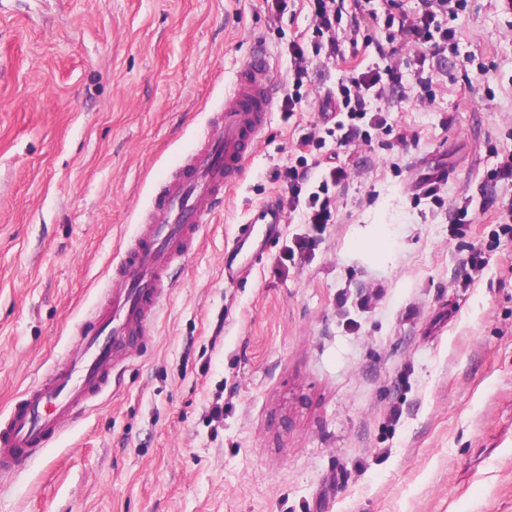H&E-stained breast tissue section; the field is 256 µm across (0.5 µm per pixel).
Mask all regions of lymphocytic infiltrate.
Masks as SVG:
<instances>
[{
  "label": "lymphocytic infiltrate",
  "instance_id": "1",
  "mask_svg": "<svg viewBox=\"0 0 512 512\" xmlns=\"http://www.w3.org/2000/svg\"><path fill=\"white\" fill-rule=\"evenodd\" d=\"M306 2L315 39L309 43L298 39L289 47L292 72L288 79L294 91L283 100V111H295L301 104V89L311 69L322 70L332 62L356 58L371 45V37L361 28L362 19L374 21L384 31L388 44L384 67L355 68L338 81L332 116L313 123L298 141L307 161L284 172L289 194L277 199L278 209L302 211L305 223L323 225L336 221V199L330 195V187L344 184L350 174L341 166L323 167L317 150L324 148L330 137L345 146L358 140L370 141L374 132L386 131V111L395 99L406 95L403 71L407 62L400 57V48H408L413 56V78L419 87L417 106L431 105L435 100L431 72L441 68L449 48L455 47V23L467 10L468 0Z\"/></svg>",
  "mask_w": 512,
  "mask_h": 512
}]
</instances>
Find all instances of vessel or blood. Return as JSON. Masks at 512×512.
I'll list each match as a JSON object with an SVG mask.
<instances>
[{
	"label": "vessel or blood",
	"instance_id": "vessel-or-blood-1",
	"mask_svg": "<svg viewBox=\"0 0 512 512\" xmlns=\"http://www.w3.org/2000/svg\"><path fill=\"white\" fill-rule=\"evenodd\" d=\"M274 89L267 53L257 48L225 92L212 132L154 197L146 224L113 267L103 302L80 325L76 349L0 417L1 475L64 433L78 411L109 391L115 365L137 352L147 321L160 307L169 270L191 251L203 216L222 203L260 141ZM283 221L277 208L264 206L242 226L237 242H248L258 224L274 234Z\"/></svg>",
	"mask_w": 512,
	"mask_h": 512
}]
</instances>
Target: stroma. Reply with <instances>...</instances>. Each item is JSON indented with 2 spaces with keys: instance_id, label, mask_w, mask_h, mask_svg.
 Masks as SVG:
<instances>
[{
  "instance_id": "35a3bbf8",
  "label": "stroma",
  "mask_w": 512,
  "mask_h": 512,
  "mask_svg": "<svg viewBox=\"0 0 512 512\" xmlns=\"http://www.w3.org/2000/svg\"><path fill=\"white\" fill-rule=\"evenodd\" d=\"M458 28L431 108L407 97L391 134L327 140L353 170L335 223L287 214L230 280L240 224L287 195L298 138L375 47L314 79L296 112L274 108L138 355L0 477V512H512V237L490 222L512 185L487 180L512 151V12L469 0ZM311 34L302 0L277 17L265 0H0V411L75 345L254 45L281 99L289 44ZM466 197L453 224L446 203ZM302 236L313 253L287 260Z\"/></svg>"
}]
</instances>
